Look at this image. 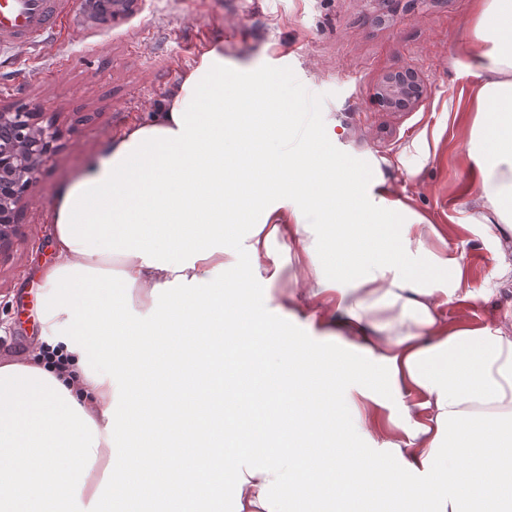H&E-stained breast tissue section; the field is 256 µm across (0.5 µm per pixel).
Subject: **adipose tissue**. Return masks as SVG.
Masks as SVG:
<instances>
[{"label": "adipose tissue", "mask_w": 512, "mask_h": 512, "mask_svg": "<svg viewBox=\"0 0 512 512\" xmlns=\"http://www.w3.org/2000/svg\"><path fill=\"white\" fill-rule=\"evenodd\" d=\"M505 23L512 0H477L462 142L481 188L464 221L496 226L498 275L512 281ZM305 105L281 77L225 82L216 43L163 112L110 139L58 193L42 342L71 362L62 373L0 364V512H130L136 499L172 512L206 490L231 491L230 512H361L374 485L436 512L512 506V321L445 317L443 307L474 297L459 258L430 246L446 233L383 181H366L329 140L274 154L287 113ZM241 224L246 237L228 246ZM287 267L304 289L282 294L279 312L300 311L315 338L352 346L373 376L355 380L345 360L327 368L267 323L256 291ZM243 269L252 295L225 298L221 271ZM177 285L186 296L167 300ZM173 330L193 360L187 395L140 353L146 333ZM155 415L171 422V443L190 437L198 449L193 460L169 453L165 480L150 487L136 475L150 450L131 444ZM219 423L215 447L208 433ZM358 429L381 438L382 456L349 444ZM304 448L318 453L317 468L299 462Z\"/></svg>", "instance_id": "ef3b65f1"}]
</instances>
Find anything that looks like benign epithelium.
Here are the masks:
<instances>
[{
  "instance_id": "benign-epithelium-1",
  "label": "benign epithelium",
  "mask_w": 512,
  "mask_h": 512,
  "mask_svg": "<svg viewBox=\"0 0 512 512\" xmlns=\"http://www.w3.org/2000/svg\"><path fill=\"white\" fill-rule=\"evenodd\" d=\"M421 76L408 68L387 77L375 100L392 112H407L423 99ZM57 139L44 113L26 107L0 109V259L7 256L18 228L14 220Z\"/></svg>"
}]
</instances>
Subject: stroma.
<instances>
[{"label": "stroma", "instance_id": "35a3bbf8", "mask_svg": "<svg viewBox=\"0 0 512 512\" xmlns=\"http://www.w3.org/2000/svg\"><path fill=\"white\" fill-rule=\"evenodd\" d=\"M69 0L61 37L17 50L0 68V108L39 107L59 138L24 201L10 256L0 262V359L29 360L40 339L42 272L56 260L50 210L127 127L150 122L200 55L224 45L225 80L278 74L300 90L310 111L293 114L276 149L298 151L312 134L334 141L368 178L448 228L475 298L448 316L512 319V286L496 277L495 244L480 227L455 223L476 190L459 132L474 76L467 63L473 0H138L107 21L83 18ZM415 69L428 85L410 112L373 100L384 76Z\"/></svg>", "mask_w": 512, "mask_h": 512}]
</instances>
